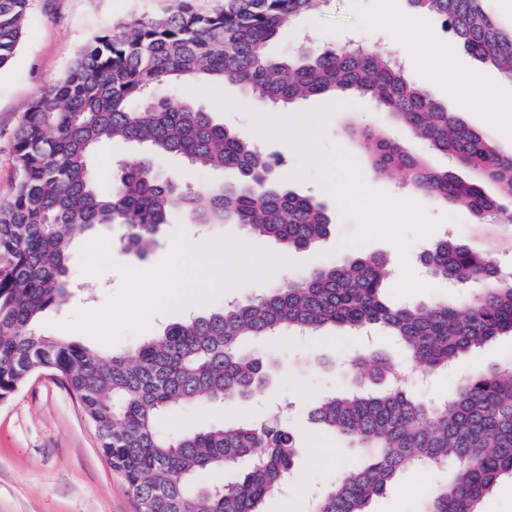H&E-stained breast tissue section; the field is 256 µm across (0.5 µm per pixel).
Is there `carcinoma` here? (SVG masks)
Instances as JSON below:
<instances>
[{
	"instance_id": "carcinoma-1",
	"label": "carcinoma",
	"mask_w": 512,
	"mask_h": 512,
	"mask_svg": "<svg viewBox=\"0 0 512 512\" xmlns=\"http://www.w3.org/2000/svg\"><path fill=\"white\" fill-rule=\"evenodd\" d=\"M29 2L0 0V68L20 43ZM328 2L222 0L202 14L179 0L167 15L113 26L40 93L16 131L19 177L0 204V402L35 374H55L144 512H264V500L279 494L295 471L299 444L274 412L193 433L163 427L181 409L244 403L269 386L275 362L243 350L246 342L377 329L415 371L431 374L512 334V273H502L488 252L448 239L420 260L434 278L459 288L481 285L453 303L386 301L387 260L361 255L169 324L128 354L103 355L34 329L38 316L69 293L71 241L100 228H121L124 248L139 256L156 245L173 211L199 224H237L285 251L309 249L331 234L328 207L279 178L281 157L261 152L192 101L156 97L159 86L234 83L271 107L338 93L367 97L451 163L435 168L425 155L364 127L359 136L377 171L441 205L466 209L476 224L503 213L484 184L512 198V152L448 111L392 56L363 43L269 53L282 27L321 13ZM409 2L441 18L475 60L512 79V29L485 0ZM103 139L143 146L150 156L117 161L105 184L91 164ZM168 155L236 178L204 190L184 186L154 166L152 157ZM459 169L471 177H460ZM350 369L351 387L324 397L310 420L341 438L355 462L304 512H372L373 501L404 472L442 465L448 480L417 512H479L483 497L512 476V367L480 369L433 402L394 382L397 368L379 352L355 356ZM206 471L223 478L202 483Z\"/></svg>"
}]
</instances>
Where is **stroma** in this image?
Listing matches in <instances>:
<instances>
[{"instance_id": "35a3bbf8", "label": "stroma", "mask_w": 512, "mask_h": 512, "mask_svg": "<svg viewBox=\"0 0 512 512\" xmlns=\"http://www.w3.org/2000/svg\"><path fill=\"white\" fill-rule=\"evenodd\" d=\"M177 0H30L24 35L12 60L0 68V203L7 201L17 179L13 155L14 136L24 112L40 91L59 80L69 63L95 36L121 22L161 16ZM400 15H413L408 0H331L325 12L301 19L280 31L270 45L272 55L295 52L312 37L318 44L350 45L366 39L382 51H392V34L378 24L383 6ZM421 20L429 45L453 55L458 79L454 85L435 86L434 91L450 111L463 121L489 133L497 145L512 152V130L493 125L485 109L473 105L465 93L467 78L480 73L497 93L498 101L512 104V80L475 61L454 44L442 20L425 14ZM195 102L204 104L214 117L232 128L246 130L253 124L255 104L235 85L223 93L209 86H196ZM283 138L257 143L260 151L282 156L280 174L290 188L324 201L333 214V231L319 246L293 251L288 265L274 271L268 283L277 284L329 260L350 255H385L392 273L385 283L395 302H427L436 298L456 301L460 291L446 281L429 276L420 253L443 239L478 244L488 249L504 268L512 267V223H474L468 211L435 203L408 186L375 175L366 149L352 130L368 125L406 146L424 152V145L410 132L391 123L366 97H310L278 108ZM306 137L310 150L288 149L284 137ZM350 183L363 198L379 204L367 214L363 207L336 195V187ZM404 199L400 209H391L394 199ZM183 230L190 243L200 245L231 236L249 245L277 252L270 239L247 234L234 224H195L179 213L164 224L157 244L146 256H138L113 243L112 255L123 265L139 271L156 267L169 253L172 236ZM84 238L74 240L69 258L71 295L47 310L38 322L40 333L66 342H76L104 354L133 350L141 335L124 333L105 343L76 329L80 313L104 309L124 285L121 273L111 270L93 274L83 270L79 251ZM258 347L276 358L278 368L272 385L248 409L200 405L182 410L169 421L171 427L193 431L245 412L263 414L272 408L288 409V423L304 439L302 458L286 495L269 499L266 512H297L299 502L335 479L345 462V452L334 438L316 434L308 412L319 399L345 386L337 366L352 355L380 349L400 358L398 347L372 331L370 335L329 332L317 336H291L260 341ZM512 361V337L501 336L475 354L460 358L449 371L430 380L411 381V390L425 400L439 399L476 370ZM447 476L446 470L418 467L407 471L393 488L376 500L373 512H417L423 500ZM0 512H136L135 503L121 475L101 456L94 429L66 389L48 376L32 377L10 400L0 403Z\"/></svg>"}]
</instances>
